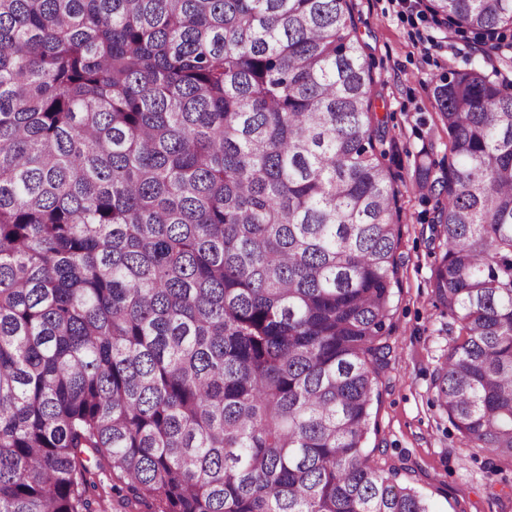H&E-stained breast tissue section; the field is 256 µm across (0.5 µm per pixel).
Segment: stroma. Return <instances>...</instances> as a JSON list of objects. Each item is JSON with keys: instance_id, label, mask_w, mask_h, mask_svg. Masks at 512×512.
<instances>
[{"instance_id": "obj_1", "label": "stroma", "mask_w": 512, "mask_h": 512, "mask_svg": "<svg viewBox=\"0 0 512 512\" xmlns=\"http://www.w3.org/2000/svg\"><path fill=\"white\" fill-rule=\"evenodd\" d=\"M428 0H353L355 20L388 117L387 146L400 189L405 264L393 298L390 342L395 349L382 395L373 405L377 431L369 446L390 461L406 460L401 475L431 504L433 512H512V494L491 482L483 462L469 456L464 440L437 402L433 377L454 334L433 303L431 273L440 253L434 239L433 204L413 182V160L428 150L436 161L448 154L447 127L433 97L439 77L482 66L472 37L449 30L427 8Z\"/></svg>"}]
</instances>
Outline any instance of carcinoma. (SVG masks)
Segmentation results:
<instances>
[{
  "mask_svg": "<svg viewBox=\"0 0 512 512\" xmlns=\"http://www.w3.org/2000/svg\"><path fill=\"white\" fill-rule=\"evenodd\" d=\"M482 44L512 0H429ZM352 0H0V512H432L367 449L400 190ZM414 159L439 406L512 464V79Z\"/></svg>",
  "mask_w": 512,
  "mask_h": 512,
  "instance_id": "obj_1",
  "label": "carcinoma"
}]
</instances>
